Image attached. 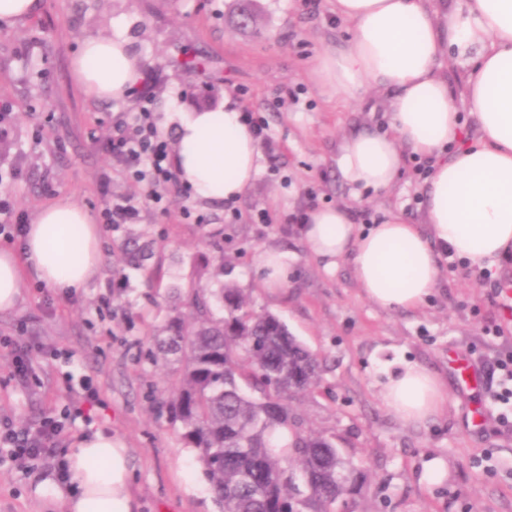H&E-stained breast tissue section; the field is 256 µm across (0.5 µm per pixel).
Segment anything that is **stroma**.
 <instances>
[{
  "label": "stroma",
  "instance_id": "obj_1",
  "mask_svg": "<svg viewBox=\"0 0 512 512\" xmlns=\"http://www.w3.org/2000/svg\"><path fill=\"white\" fill-rule=\"evenodd\" d=\"M128 38L144 61L160 134L175 144L178 115L223 99L264 117L260 170L234 202H212L181 186L142 204L135 223L103 225L99 275L66 291L22 279L24 301L0 313V419L29 426L70 410L54 455L26 469L0 462V512H36L32 483L55 470L76 436L101 427L131 450L139 512H217L192 449L161 398L171 365L145 352L168 320L185 314L181 294L237 289L248 308L279 316L323 361L313 391L295 396L299 430L333 441L370 481L354 512H512V261L494 269L463 262L443 271L419 308L385 310L361 292L351 261L328 271L308 253L292 215L346 205L360 224L401 209L422 216L425 176L411 150L387 195L351 198L336 169L340 138L385 126V94L327 95L308 64L345 47L347 24L329 0H41L29 19L0 30V189L14 218L63 196L101 219L112 197L136 200L107 150L119 118L138 111L137 93L96 100L72 68L83 38ZM268 248L288 257V283L264 285ZM28 354L26 380L10 367ZM479 369L476 392L460 390L450 356ZM417 364L448 390V406L424 424H404L384 405L387 376ZM97 399L81 402L84 385ZM446 465L432 477L430 461Z\"/></svg>",
  "mask_w": 512,
  "mask_h": 512
}]
</instances>
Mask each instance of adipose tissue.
Listing matches in <instances>:
<instances>
[{
    "label": "adipose tissue",
    "mask_w": 512,
    "mask_h": 512,
    "mask_svg": "<svg viewBox=\"0 0 512 512\" xmlns=\"http://www.w3.org/2000/svg\"><path fill=\"white\" fill-rule=\"evenodd\" d=\"M352 25L347 47L324 51L309 75L325 93L388 94L387 129L344 135L336 167L352 197L389 193L403 148L430 162L420 223L390 212L364 229L349 207L314 208L300 225L310 255L325 269L352 260L363 295L385 309L419 307L435 288L442 256L480 268L512 260V0H330ZM468 61L464 93L477 134L465 138L454 92L440 60ZM81 86L99 100L124 98L142 76L143 60L124 38L90 36L73 61ZM260 145L223 104L180 116L175 162L183 183L202 198L237 200L259 172ZM100 269L99 227L63 198L28 224L20 252L0 250V313L22 298L23 272L43 286H85ZM404 423H425L448 405L443 383L408 365L381 389ZM73 483L45 476L32 496L42 512H136L130 450L96 429L66 456Z\"/></svg>",
    "instance_id": "adipose-tissue-1"
}]
</instances>
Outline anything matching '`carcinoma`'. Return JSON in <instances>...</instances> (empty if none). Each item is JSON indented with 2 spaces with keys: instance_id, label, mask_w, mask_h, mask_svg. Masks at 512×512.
<instances>
[{
  "instance_id": "obj_1",
  "label": "carcinoma",
  "mask_w": 512,
  "mask_h": 512,
  "mask_svg": "<svg viewBox=\"0 0 512 512\" xmlns=\"http://www.w3.org/2000/svg\"><path fill=\"white\" fill-rule=\"evenodd\" d=\"M216 298L220 318L203 294H188L191 322L171 319L148 351L153 361L179 364L167 402L177 437L195 452L219 512H280L286 501L297 512H335L368 473L296 427L290 400L317 385V357L278 316L243 310L236 289ZM271 377L280 381L275 389L267 388ZM285 434L291 441L282 442Z\"/></svg>"
}]
</instances>
